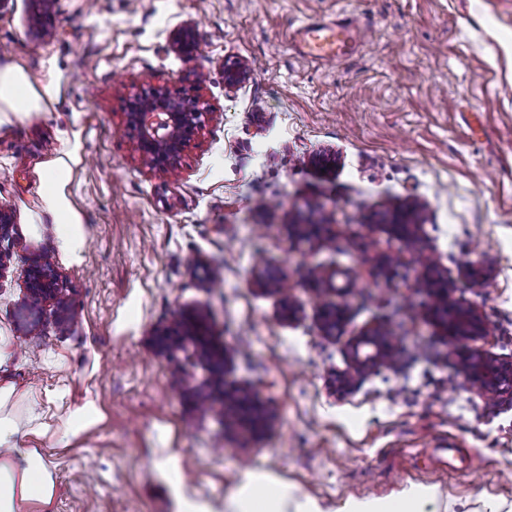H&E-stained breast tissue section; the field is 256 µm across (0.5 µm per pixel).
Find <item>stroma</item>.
<instances>
[{
  "label": "stroma",
  "mask_w": 512,
  "mask_h": 512,
  "mask_svg": "<svg viewBox=\"0 0 512 512\" xmlns=\"http://www.w3.org/2000/svg\"><path fill=\"white\" fill-rule=\"evenodd\" d=\"M37 8L0 0V67L58 86L47 111L0 133V207L14 215L0 332L41 422L89 397L105 420L65 446L21 423L17 454L37 450L56 481L52 503L25 512H226L251 471L323 512L422 487L424 512H512V401L468 381L415 282L434 257L452 301L488 324L472 348L512 363V0H55L49 42L30 27ZM308 19L348 27L335 63L299 55ZM185 24L189 59L169 48ZM228 61L248 69L233 87ZM156 86L200 93L211 113L168 175L125 122ZM72 150L87 249L81 265L57 261L67 327L49 305L32 331L26 272L57 250L38 172ZM323 152L334 169L316 164ZM410 205L404 240L386 226ZM309 221L334 247L289 236ZM314 268L332 281L320 294ZM325 303L346 309L331 336ZM191 316L203 342L160 345ZM379 324L393 364L340 389L349 341ZM228 383L270 415L264 435L204 409Z\"/></svg>",
  "instance_id": "1"
}]
</instances>
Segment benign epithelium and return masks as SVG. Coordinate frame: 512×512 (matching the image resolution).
Listing matches in <instances>:
<instances>
[{"label": "benign epithelium", "mask_w": 512, "mask_h": 512, "mask_svg": "<svg viewBox=\"0 0 512 512\" xmlns=\"http://www.w3.org/2000/svg\"><path fill=\"white\" fill-rule=\"evenodd\" d=\"M54 0H41V12L30 18V25L41 39L55 37L56 29L51 22ZM170 48L189 58L197 48L195 29L189 25L173 31ZM210 112L197 94H184L178 98L171 96L164 88L151 94L136 97L125 113L128 127L137 131L136 150L151 169L168 172L175 157L193 140L199 138ZM56 263L49 254L39 256L28 269L27 290L28 309L39 311L50 300H62L63 284L55 271ZM420 281L433 280L439 284L434 296L442 305H448L450 315L442 320L447 334L461 343L458 351L463 371L470 382L483 392L498 398L504 394L512 396V364L502 363L480 351L470 348L466 342L486 334L487 324L474 309L448 303L452 285L436 273V262L429 259L423 264ZM320 326L324 333L331 334L340 328L344 321L340 309L334 306L323 307L319 313ZM393 350V342L382 326H376L353 338L349 343L353 372L390 364L388 357Z\"/></svg>", "instance_id": "obj_1"}]
</instances>
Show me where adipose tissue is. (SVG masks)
Returning <instances> with one entry per match:
<instances>
[{
	"label": "adipose tissue",
	"mask_w": 512,
	"mask_h": 512,
	"mask_svg": "<svg viewBox=\"0 0 512 512\" xmlns=\"http://www.w3.org/2000/svg\"><path fill=\"white\" fill-rule=\"evenodd\" d=\"M55 94L53 83L34 88L26 72L17 67L0 69V127L12 117H28L45 111ZM77 152L66 153L46 164L39 176L38 192L45 209L57 224L58 249L73 265L81 264L87 248V235L80 213L67 194ZM23 395L10 381H0V512H23L26 503L50 504L55 495V480L42 455L35 450L21 460L7 454L17 431L16 406ZM262 475L250 472L241 490L227 504V512H318L314 503L297 499L288 487L260 496L254 491Z\"/></svg>",
	"instance_id": "ef3b65f1"
}]
</instances>
